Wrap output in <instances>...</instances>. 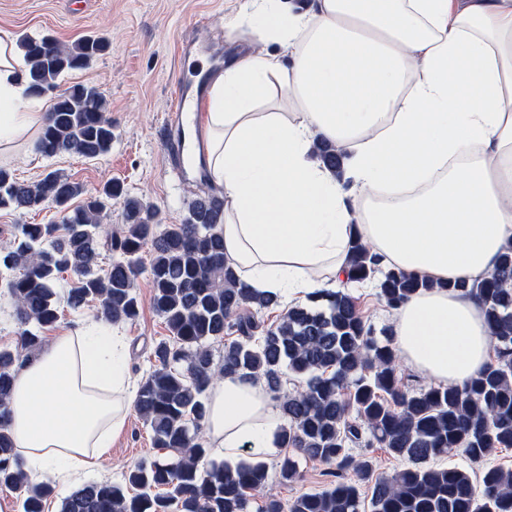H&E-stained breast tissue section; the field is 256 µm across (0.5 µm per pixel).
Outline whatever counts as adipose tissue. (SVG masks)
<instances>
[{
	"instance_id": "obj_1",
	"label": "adipose tissue",
	"mask_w": 512,
	"mask_h": 512,
	"mask_svg": "<svg viewBox=\"0 0 512 512\" xmlns=\"http://www.w3.org/2000/svg\"><path fill=\"white\" fill-rule=\"evenodd\" d=\"M262 40L207 88L209 183L224 199V258L253 293L333 288L361 236L381 268L480 281L512 245V0H247ZM16 34L0 28V150L38 133ZM346 156L336 177L316 140ZM398 354L434 383L463 384L489 360L478 298L433 290L389 318ZM119 327L87 319L18 370L9 403L33 480L100 466L134 404ZM279 409L263 381L211 388L206 430L225 458L278 448Z\"/></svg>"
}]
</instances>
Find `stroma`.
Here are the masks:
<instances>
[{"label": "stroma", "mask_w": 512, "mask_h": 512, "mask_svg": "<svg viewBox=\"0 0 512 512\" xmlns=\"http://www.w3.org/2000/svg\"><path fill=\"white\" fill-rule=\"evenodd\" d=\"M244 5L245 0H0V27L9 28L20 37L50 35L69 44L87 36L107 41L103 54L87 68L65 74L61 84L97 86L117 132L110 153L97 159L68 152L44 156L31 137L1 152L0 167L24 183L35 182L55 170L88 192L117 179L130 196L155 206L163 223H181L201 187L177 177L174 143L164 135V119L175 95V78L190 79L200 62L217 70L219 59L234 54L288 55L277 44L225 27V16L241 12ZM202 16L210 23L208 29L195 26L196 19ZM136 285L140 315L121 323L120 328L129 342L131 375L140 383L152 370L153 350L167 331L151 307L147 275H139ZM159 454L150 428L137 411H130L125 430L113 439L101 469L76 476L65 484L53 483L45 512H60L62 500L85 484L122 483L128 466ZM284 455L281 449L267 453L258 448L245 449L240 455L241 460H261L270 467L265 495L287 502L334 483L327 465L303 457L298 460V478L282 482L275 466Z\"/></svg>", "instance_id": "35a3bbf8"}]
</instances>
